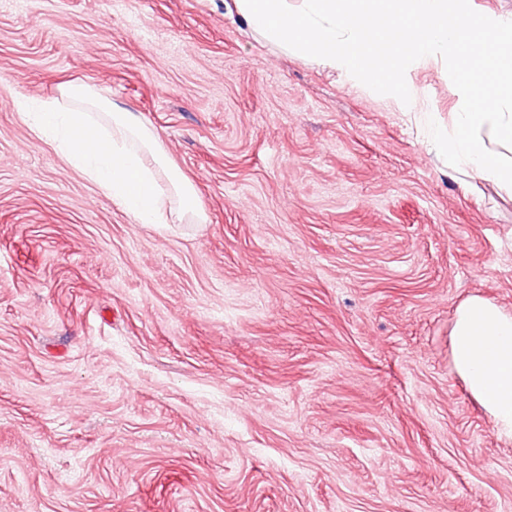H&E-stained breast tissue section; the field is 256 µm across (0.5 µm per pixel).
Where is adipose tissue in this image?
<instances>
[{
	"mask_svg": "<svg viewBox=\"0 0 512 512\" xmlns=\"http://www.w3.org/2000/svg\"><path fill=\"white\" fill-rule=\"evenodd\" d=\"M452 362L470 395L512 439V313L473 296L456 310L450 333Z\"/></svg>",
	"mask_w": 512,
	"mask_h": 512,
	"instance_id": "1",
	"label": "adipose tissue"
}]
</instances>
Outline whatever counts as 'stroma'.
Instances as JSON below:
<instances>
[{"label": "stroma", "instance_id": "stroma-1", "mask_svg": "<svg viewBox=\"0 0 512 512\" xmlns=\"http://www.w3.org/2000/svg\"><path fill=\"white\" fill-rule=\"evenodd\" d=\"M441 125L446 67L409 74ZM81 82L207 214L138 224L21 119ZM512 195L235 0H0V512H512L452 364Z\"/></svg>", "mask_w": 512, "mask_h": 512}]
</instances>
